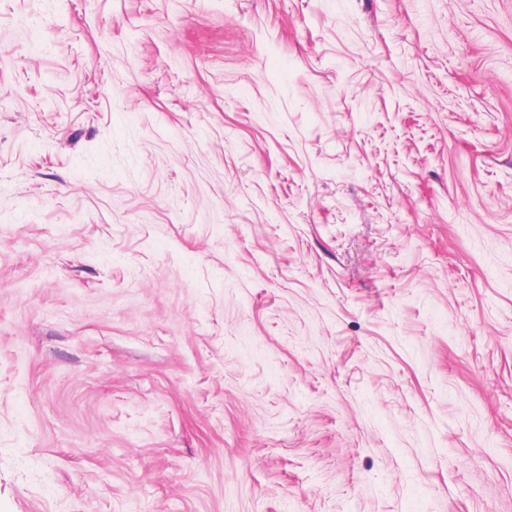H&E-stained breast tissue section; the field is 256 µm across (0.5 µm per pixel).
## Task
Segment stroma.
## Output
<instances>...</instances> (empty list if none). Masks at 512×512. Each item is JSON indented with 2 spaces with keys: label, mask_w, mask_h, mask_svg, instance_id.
I'll list each match as a JSON object with an SVG mask.
<instances>
[{
  "label": "stroma",
  "mask_w": 512,
  "mask_h": 512,
  "mask_svg": "<svg viewBox=\"0 0 512 512\" xmlns=\"http://www.w3.org/2000/svg\"><path fill=\"white\" fill-rule=\"evenodd\" d=\"M0 512H512V0H0Z\"/></svg>",
  "instance_id": "35a3bbf8"
}]
</instances>
